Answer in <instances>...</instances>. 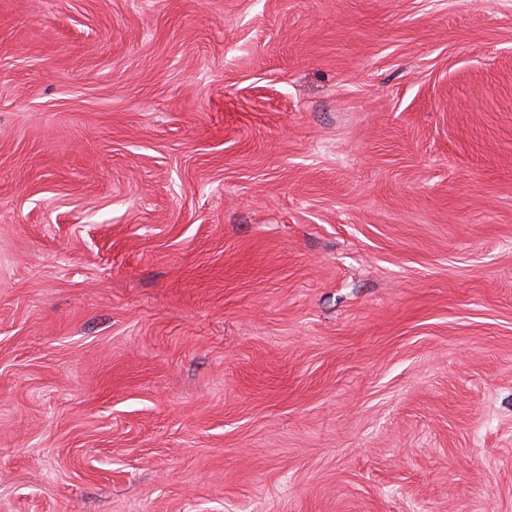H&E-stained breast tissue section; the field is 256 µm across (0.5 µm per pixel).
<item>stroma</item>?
I'll return each mask as SVG.
<instances>
[{"mask_svg":"<svg viewBox=\"0 0 512 512\" xmlns=\"http://www.w3.org/2000/svg\"><path fill=\"white\" fill-rule=\"evenodd\" d=\"M0 512H512V0H0Z\"/></svg>","mask_w":512,"mask_h":512,"instance_id":"1","label":"stroma"}]
</instances>
